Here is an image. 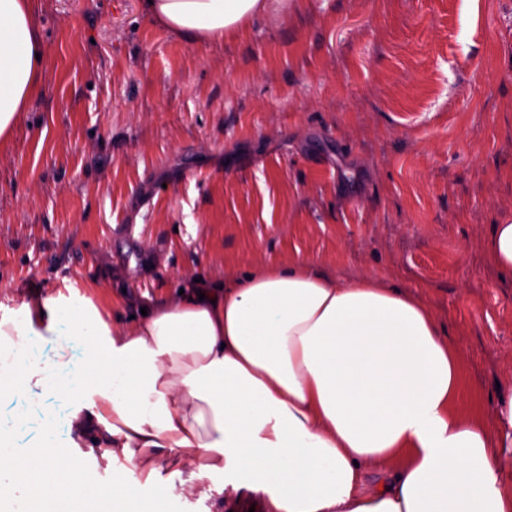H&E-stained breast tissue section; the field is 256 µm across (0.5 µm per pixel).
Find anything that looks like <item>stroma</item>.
I'll return each mask as SVG.
<instances>
[{
  "label": "stroma",
  "instance_id": "1",
  "mask_svg": "<svg viewBox=\"0 0 512 512\" xmlns=\"http://www.w3.org/2000/svg\"><path fill=\"white\" fill-rule=\"evenodd\" d=\"M44 83L0 141V320L75 284L122 319L304 258L412 293L461 353L462 413L512 398V0H289L191 44L141 0H33ZM130 225L133 236L122 228ZM101 483L139 469L58 438ZM159 512L255 500L166 466ZM487 252L499 276L512 280V220L493 225Z\"/></svg>",
  "mask_w": 512,
  "mask_h": 512
}]
</instances>
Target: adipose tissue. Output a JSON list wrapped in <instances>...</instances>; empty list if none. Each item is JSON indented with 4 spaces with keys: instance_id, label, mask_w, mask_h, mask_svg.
<instances>
[{
    "instance_id": "obj_1",
    "label": "adipose tissue",
    "mask_w": 512,
    "mask_h": 512,
    "mask_svg": "<svg viewBox=\"0 0 512 512\" xmlns=\"http://www.w3.org/2000/svg\"><path fill=\"white\" fill-rule=\"evenodd\" d=\"M268 0H144L145 16L190 43L245 32ZM31 0H0V139L44 78ZM13 336L79 348L48 362L0 346V396L39 387L66 404L67 434L154 479L171 460L205 483L224 475L263 512H512L505 432L461 415V356L436 315L372 277L342 281L305 260L226 277L204 299L179 295L124 324L77 291L25 302ZM0 419L5 491L27 512L135 501L123 476L96 475L50 445L16 459Z\"/></svg>"
}]
</instances>
